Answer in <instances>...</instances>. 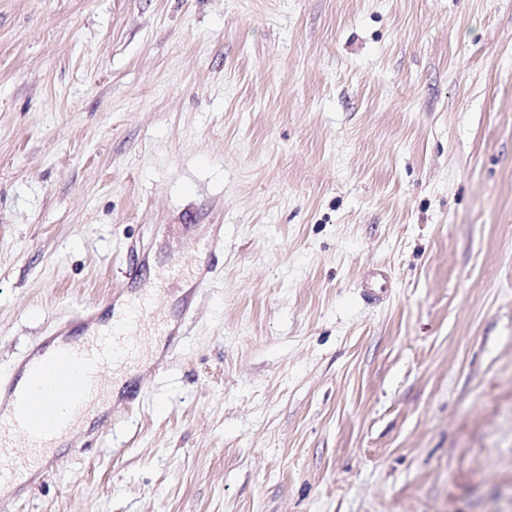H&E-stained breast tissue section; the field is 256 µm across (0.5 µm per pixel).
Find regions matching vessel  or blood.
<instances>
[{
    "label": "vessel or blood",
    "mask_w": 512,
    "mask_h": 512,
    "mask_svg": "<svg viewBox=\"0 0 512 512\" xmlns=\"http://www.w3.org/2000/svg\"><path fill=\"white\" fill-rule=\"evenodd\" d=\"M211 273L206 264L190 276L181 269L171 271V279L192 281L191 294L181 301L183 316L193 315L191 295L210 283ZM387 288L382 269L367 272L363 295L368 301L379 300ZM112 297L119 300L121 313L113 318L111 328L100 329L93 314L77 310L58 320L11 376L0 382V485H30L57 440L75 447L87 445L84 422L111 420V413L101 407L106 379L137 362L136 334L145 331L159 337L169 355L180 347L183 330L156 305L153 292L118 288ZM15 434L25 438L24 449L15 447L11 440Z\"/></svg>",
    "instance_id": "obj_1"
}]
</instances>
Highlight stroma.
Listing matches in <instances>:
<instances>
[{
  "mask_svg": "<svg viewBox=\"0 0 512 512\" xmlns=\"http://www.w3.org/2000/svg\"><path fill=\"white\" fill-rule=\"evenodd\" d=\"M189 224L182 347L0 512H512V0H0V379ZM212 272L213 269L206 263L197 267L192 276L191 288H188L189 290L187 291V294L181 301L182 314L184 318L193 315L195 307L193 305L192 295L193 293L198 292L201 288H205L210 283L212 279ZM387 288L388 277L382 269L373 268L367 272L363 295L368 301L374 302L379 300Z\"/></svg>",
  "mask_w": 512,
  "mask_h": 512,
  "instance_id": "1",
  "label": "stroma"
}]
</instances>
